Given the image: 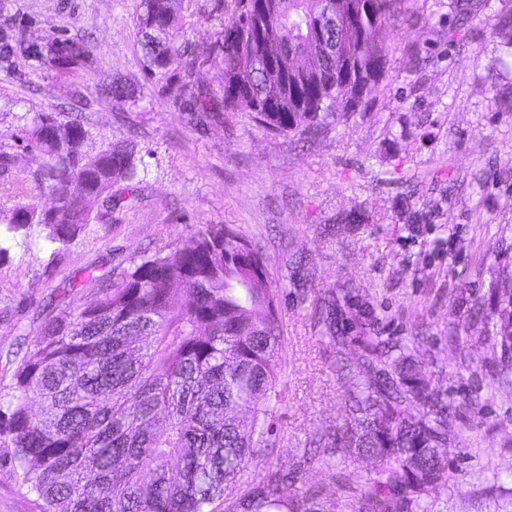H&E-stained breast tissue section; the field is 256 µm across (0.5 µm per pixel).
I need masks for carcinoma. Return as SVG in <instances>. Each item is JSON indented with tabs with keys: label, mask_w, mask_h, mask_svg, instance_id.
<instances>
[{
	"label": "carcinoma",
	"mask_w": 512,
	"mask_h": 512,
	"mask_svg": "<svg viewBox=\"0 0 512 512\" xmlns=\"http://www.w3.org/2000/svg\"><path fill=\"white\" fill-rule=\"evenodd\" d=\"M174 0H136L145 70L176 73L177 96L203 123L212 107L194 91L196 58L181 39ZM324 0H272L264 40L239 33L253 27V0H231L219 43L223 106L248 112L278 135H311L357 111L361 84L384 76L394 0H346L352 10L341 47L336 25L316 29ZM83 42L53 41L30 52L47 66L90 57ZM294 72L288 92L262 69L265 55ZM27 149L43 160L37 188L55 201L53 214L29 204L0 213L4 239L28 244L38 225L45 239L66 243L112 209V188L141 185L135 145L108 142L89 154L90 134L61 112L16 116ZM101 210L93 211V205ZM261 247L224 224H205L181 246L134 267L70 283L96 287L64 316L46 310L24 356L7 359L11 382L0 389V464L34 496L36 512H324L315 495L291 498L284 482L299 465L272 464L280 379L286 371L281 299L267 275L239 256ZM335 291L320 298L319 323L340 353L337 372L354 425L310 440L327 465L347 448L378 468L355 473L359 512H391L448 484L436 445L455 434L458 411L432 389L407 347L362 345L361 373L351 370L353 339L336 327ZM398 353L381 368L384 357ZM263 467L255 477L251 469Z\"/></svg>",
	"instance_id": "obj_1"
}]
</instances>
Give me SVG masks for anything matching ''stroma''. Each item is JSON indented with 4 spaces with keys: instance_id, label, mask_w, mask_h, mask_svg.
<instances>
[{
    "instance_id": "obj_1",
    "label": "stroma",
    "mask_w": 512,
    "mask_h": 512,
    "mask_svg": "<svg viewBox=\"0 0 512 512\" xmlns=\"http://www.w3.org/2000/svg\"><path fill=\"white\" fill-rule=\"evenodd\" d=\"M229 0H177L182 34L200 63L195 84L217 110L205 127L163 83L147 79L135 0H0V48L25 38L91 41L83 65L50 68L0 51V148L18 155L0 185V211L44 204L33 154L16 150L25 112H69L93 146L129 140L146 184L117 187L104 223L89 225L53 258L40 230L30 251L0 259V358L25 351L38 311L84 302L73 279L129 269L224 224L262 246L288 340L284 400L272 460L297 462L310 436L343 424L346 390L313 298L336 289L350 337L412 345L433 389L461 402L448 484L421 499L425 512H512V369L498 289L512 275V0H400L383 80L367 108L309 139L275 135L246 112L221 110L216 41ZM133 99L102 92L114 75ZM305 254L288 274L286 261ZM310 291L299 298L300 288ZM353 464L337 453L286 484L318 490L335 512H355Z\"/></svg>"
}]
</instances>
